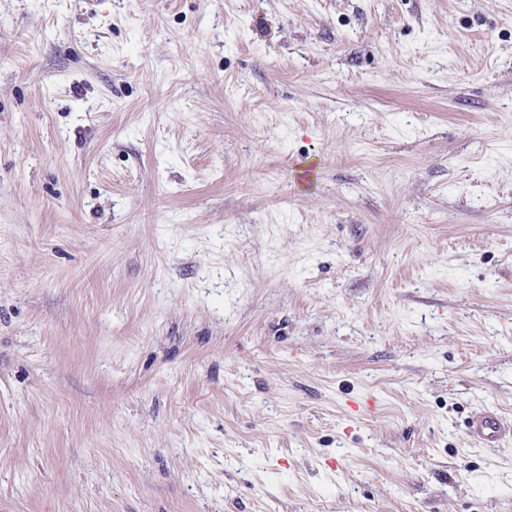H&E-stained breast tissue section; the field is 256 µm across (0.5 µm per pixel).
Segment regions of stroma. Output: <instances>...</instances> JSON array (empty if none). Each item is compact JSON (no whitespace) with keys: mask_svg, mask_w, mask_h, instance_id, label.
Instances as JSON below:
<instances>
[{"mask_svg":"<svg viewBox=\"0 0 512 512\" xmlns=\"http://www.w3.org/2000/svg\"><path fill=\"white\" fill-rule=\"evenodd\" d=\"M480 409L512 0H0V512H512Z\"/></svg>","mask_w":512,"mask_h":512,"instance_id":"1","label":"stroma"}]
</instances>
